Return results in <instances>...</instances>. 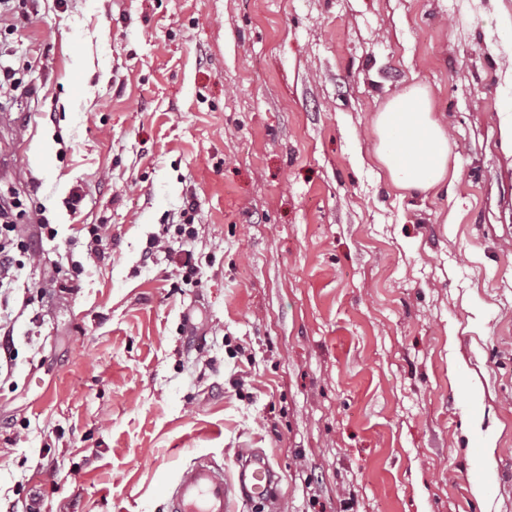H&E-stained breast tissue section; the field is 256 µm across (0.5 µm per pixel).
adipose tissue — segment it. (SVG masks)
I'll use <instances>...</instances> for the list:
<instances>
[{
  "label": "adipose tissue",
  "mask_w": 512,
  "mask_h": 512,
  "mask_svg": "<svg viewBox=\"0 0 512 512\" xmlns=\"http://www.w3.org/2000/svg\"><path fill=\"white\" fill-rule=\"evenodd\" d=\"M372 157L400 196L452 195L459 172L440 115L429 93L411 86L377 112Z\"/></svg>",
  "instance_id": "obj_1"
}]
</instances>
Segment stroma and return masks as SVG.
<instances>
[{"mask_svg": "<svg viewBox=\"0 0 512 512\" xmlns=\"http://www.w3.org/2000/svg\"><path fill=\"white\" fill-rule=\"evenodd\" d=\"M0 60V194L57 231L9 302L0 502L163 512L252 451L279 512H512V0H25ZM413 84L453 196L371 157ZM19 69L11 66H4L2 61L0 63V98H12L15 93L21 89L26 88L23 77H20Z\"/></svg>", "mask_w": 512, "mask_h": 512, "instance_id": "1", "label": "stroma"}]
</instances>
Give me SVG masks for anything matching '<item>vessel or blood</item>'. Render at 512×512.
Wrapping results in <instances>:
<instances>
[{
    "mask_svg": "<svg viewBox=\"0 0 512 512\" xmlns=\"http://www.w3.org/2000/svg\"><path fill=\"white\" fill-rule=\"evenodd\" d=\"M274 471L263 456L245 455L233 478L222 466L200 458L183 469L168 495L167 512H230L235 499L251 503L270 500Z\"/></svg>",
    "mask_w": 512,
    "mask_h": 512,
    "instance_id": "vessel-or-blood-1",
    "label": "vessel or blood"
}]
</instances>
